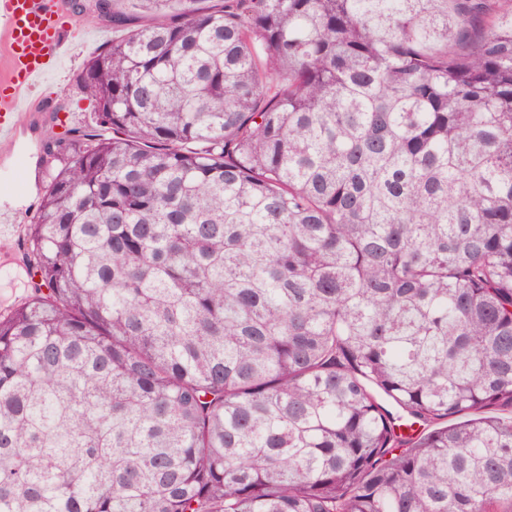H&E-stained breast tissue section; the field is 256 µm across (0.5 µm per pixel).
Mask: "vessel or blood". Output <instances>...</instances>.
Returning <instances> with one entry per match:
<instances>
[{
	"label": "vessel or blood",
	"mask_w": 512,
	"mask_h": 512,
	"mask_svg": "<svg viewBox=\"0 0 512 512\" xmlns=\"http://www.w3.org/2000/svg\"><path fill=\"white\" fill-rule=\"evenodd\" d=\"M69 26L59 0H0V140L13 142L18 117L38 105L35 89L62 67Z\"/></svg>",
	"instance_id": "b4317fda"
}]
</instances>
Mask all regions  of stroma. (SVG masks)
<instances>
[{
	"label": "stroma",
	"mask_w": 512,
	"mask_h": 512,
	"mask_svg": "<svg viewBox=\"0 0 512 512\" xmlns=\"http://www.w3.org/2000/svg\"><path fill=\"white\" fill-rule=\"evenodd\" d=\"M73 28L67 34L68 56L49 84L38 91L41 99L53 101L55 112L37 111L19 121L21 144L25 149L28 182L25 186L0 179V204L20 212V222L11 236H0V314L25 302L35 292L36 279L28 272L25 233L38 217V206L48 175L59 169L57 160L46 157L44 140L67 136L69 130L93 127L97 104L79 80L88 59L100 53L112 40V24L93 8L72 12Z\"/></svg>",
	"instance_id": "stroma-1"
}]
</instances>
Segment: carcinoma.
Wrapping results in <instances>:
<instances>
[{"label":"carcinoma","instance_id":"carcinoma-1","mask_svg":"<svg viewBox=\"0 0 512 512\" xmlns=\"http://www.w3.org/2000/svg\"><path fill=\"white\" fill-rule=\"evenodd\" d=\"M123 2L0 316V512H512V0Z\"/></svg>","mask_w":512,"mask_h":512}]
</instances>
